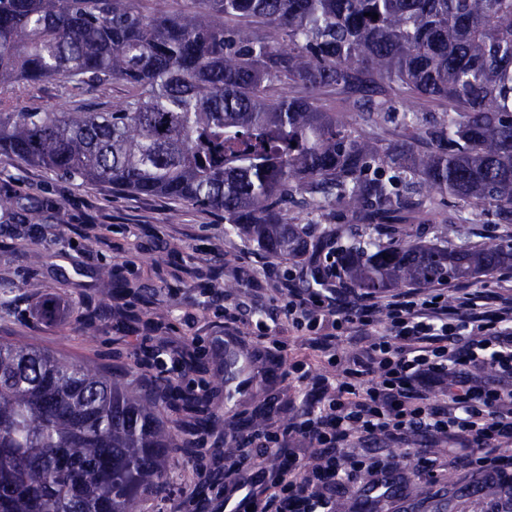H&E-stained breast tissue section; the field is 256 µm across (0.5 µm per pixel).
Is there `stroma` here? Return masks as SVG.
Masks as SVG:
<instances>
[{"label": "stroma", "mask_w": 512, "mask_h": 512, "mask_svg": "<svg viewBox=\"0 0 512 512\" xmlns=\"http://www.w3.org/2000/svg\"><path fill=\"white\" fill-rule=\"evenodd\" d=\"M127 94V84L119 80L93 87L62 79L18 83L0 86V112H110ZM0 188L22 204H54L43 223L0 226V281L13 286L10 305L0 308V340L107 371L129 370L138 385L165 368L181 385L198 386L203 374L175 366V359L187 352L213 370L215 351L224 344L246 348L254 367L277 366L269 380L241 378L232 400L215 392L219 434L205 437L193 455L180 451L171 457L172 500L163 505L144 500L143 512H224V496L241 475L251 477L260 491L287 457L316 462L318 450L293 425L302 408L326 405L335 396L336 369L310 348L309 337L288 334L289 297L280 286L290 280L295 287H311L329 266L333 248L309 246L296 261L262 256L226 231L221 213L105 184L65 182L5 156H0ZM113 266L126 282L119 295L102 276ZM32 278L63 308L52 322L40 316L39 299L27 286ZM100 304L111 305V317L85 327L81 311ZM131 311L138 319L125 334L119 324ZM257 404L264 408L258 428L278 427L279 443L261 444L258 428L241 427V417ZM240 434L250 438L249 449L216 452L217 444ZM351 453L381 461L390 492L372 493L374 476L361 473L337 496L335 512H433L443 498L448 512H506L512 504V489L464 468L452 441L380 437ZM247 454L252 465L244 471L239 464ZM408 454L438 459L437 480L411 474L404 466Z\"/></svg>", "instance_id": "35a3bbf8"}]
</instances>
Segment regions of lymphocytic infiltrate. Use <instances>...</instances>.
Masks as SVG:
<instances>
[{
    "instance_id": "1",
    "label": "lymphocytic infiltrate",
    "mask_w": 512,
    "mask_h": 512,
    "mask_svg": "<svg viewBox=\"0 0 512 512\" xmlns=\"http://www.w3.org/2000/svg\"><path fill=\"white\" fill-rule=\"evenodd\" d=\"M377 305L380 323L372 315ZM286 319L333 364L337 337L355 333L371 342L343 366L328 406L305 412L298 425L322 447L319 462L281 464L264 491L240 501V512H334L337 493L374 466L365 457H344L342 447L381 434L458 439L467 449L465 465L476 472H512V455L500 448L512 439V388L482 378L486 371L512 378V292L491 299L466 286L414 288L376 303L351 288L310 290L295 293Z\"/></svg>"
}]
</instances>
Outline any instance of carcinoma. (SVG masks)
Returning a JSON list of instances; mask_svg holds the SVG:
<instances>
[{"instance_id": "1", "label": "carcinoma", "mask_w": 512, "mask_h": 512, "mask_svg": "<svg viewBox=\"0 0 512 512\" xmlns=\"http://www.w3.org/2000/svg\"><path fill=\"white\" fill-rule=\"evenodd\" d=\"M134 3L0 0V85L130 86L112 112H0V156L222 212L257 250L290 260L308 245L288 207L300 196L327 212L319 243L347 236L340 269L370 294L512 264V233L473 246L451 221L429 242L401 229L404 215L445 205L512 222V0H199L151 19ZM259 22L280 39L256 38ZM378 80L448 111L428 122L390 99L351 123L316 104L321 87ZM285 84L305 94L275 98ZM388 123L402 127L393 144L375 132ZM51 207L0 193V223L40 224ZM250 366L226 346L215 383L231 397ZM212 394L163 374L136 391L123 375L1 341L0 512H142L147 496L169 500L170 455L220 423Z\"/></svg>"}]
</instances>
